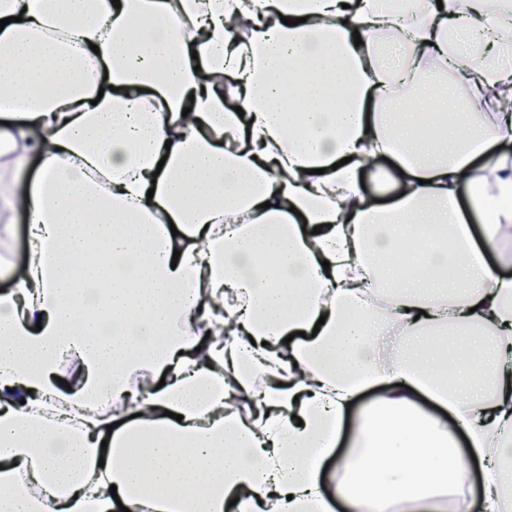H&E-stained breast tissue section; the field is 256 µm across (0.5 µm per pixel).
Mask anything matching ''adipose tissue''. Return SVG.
<instances>
[{
    "label": "adipose tissue",
    "mask_w": 512,
    "mask_h": 512,
    "mask_svg": "<svg viewBox=\"0 0 512 512\" xmlns=\"http://www.w3.org/2000/svg\"><path fill=\"white\" fill-rule=\"evenodd\" d=\"M0 19V239L20 211L28 242L0 294V512H446L475 461L481 512H506L512 0Z\"/></svg>",
    "instance_id": "1"
}]
</instances>
